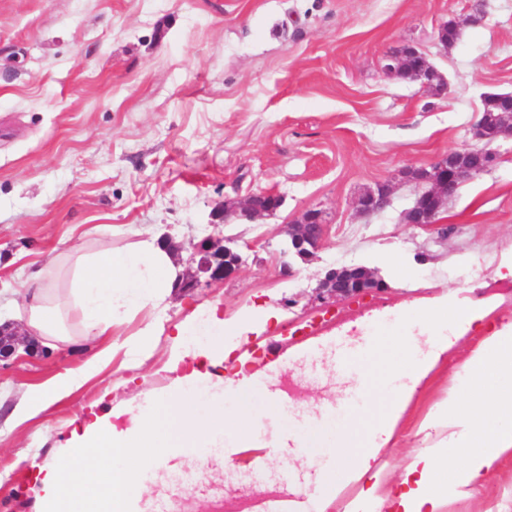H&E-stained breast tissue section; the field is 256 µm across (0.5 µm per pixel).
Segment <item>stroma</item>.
<instances>
[{"label":"stroma","instance_id":"stroma-1","mask_svg":"<svg viewBox=\"0 0 512 512\" xmlns=\"http://www.w3.org/2000/svg\"><path fill=\"white\" fill-rule=\"evenodd\" d=\"M454 24L455 46L439 29ZM411 46L446 77L440 96L386 76L387 56ZM512 92V0H0V322L22 327L20 283L32 266L56 261L50 286L66 323L81 330L67 303L74 256L100 240L123 248L136 230L156 227L190 254L224 235L241 258L230 279L173 289L140 372L125 366L123 343L149 321L56 349L33 343L0 362V512H40L33 482L54 465L83 411L166 390L169 338L199 306L224 319L255 306L280 309L281 322L250 334L247 350L269 363L318 340L274 388L294 406L276 416L253 398L262 440L304 423L325 436L349 407L380 409L348 389L343 369H361L381 387L383 362L351 356V337L387 332L394 309L441 293L464 303L493 298L489 323L472 328L433 371L398 424L395 448L377 463L398 476L424 449L419 428L461 374L489 326L512 322V281L495 273L512 249V140L497 163L461 184L449 202L453 224L404 221L413 187L402 169L476 146L484 95ZM394 187L381 214L360 216L359 194ZM268 191L282 206L270 216L225 221V200ZM321 210L328 234L308 262L288 251L284 225ZM364 266L381 286L331 297L316 286L328 269ZM102 372L46 415L15 424L28 387L48 384L102 350ZM329 398L333 411L318 404ZM330 448L300 459L271 449L218 448L199 468L168 454L146 474L154 505L175 512H267L313 470H331ZM444 512H512V452L493 465L473 495Z\"/></svg>","mask_w":512,"mask_h":512}]
</instances>
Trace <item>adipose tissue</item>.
I'll use <instances>...</instances> for the list:
<instances>
[{"mask_svg":"<svg viewBox=\"0 0 512 512\" xmlns=\"http://www.w3.org/2000/svg\"><path fill=\"white\" fill-rule=\"evenodd\" d=\"M72 290L82 316L85 337L121 327L146 308H158L181 272L167 243L156 236L128 248L100 243L74 263ZM48 270L31 272L22 283L25 324L29 336L53 345H69L70 333L48 304ZM496 310L489 301L461 306L441 295L422 309L405 305L395 312L396 333L366 337L363 351L384 359L388 401L377 424L362 416L350 418L334 437L339 466L324 480V494L295 488L292 512H328L342 486L359 491L345 512H443L450 496H465L482 485L493 463L512 451V323L495 328L472 350L447 397L426 418L425 450L414 455L396 481H388L374 461L392 444L396 428L416 390L470 329ZM277 313L258 308L224 320L215 309L198 308L179 325L172 339L168 365L176 374L170 399L138 407L118 406L72 430L61 445L60 459L42 469L39 482L43 512H125L143 499L148 488L142 472L167 448L185 449L184 467H197L198 448L216 447L220 437L237 446L251 445V400L263 381L287 371L298 350L258 369L243 344ZM108 352L68 370L49 385L28 389L13 410L17 423L43 415L52 405L100 374ZM224 374L212 377L211 367ZM239 399L235 412L224 398ZM460 457L452 474L444 468Z\"/></svg>","mask_w":512,"mask_h":512,"instance_id":"adipose-tissue-1","label":"adipose tissue"}]
</instances>
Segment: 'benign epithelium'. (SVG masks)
I'll list each match as a JSON object with an SVG mask.
<instances>
[{
  "instance_id": "benign-epithelium-1",
  "label": "benign epithelium",
  "mask_w": 512,
  "mask_h": 512,
  "mask_svg": "<svg viewBox=\"0 0 512 512\" xmlns=\"http://www.w3.org/2000/svg\"><path fill=\"white\" fill-rule=\"evenodd\" d=\"M389 76H408L421 87L440 93L447 88L445 76L424 58H419L415 48H406L390 55L383 65ZM486 110L474 128V137L483 142L477 149L453 150L427 166L409 167L401 176L415 186L412 206L405 211V223L413 225L449 224L445 215L454 188L470 180L498 160L493 145L503 139H512V93L490 94L484 97ZM391 184L379 182L366 190L356 202V211L365 216L377 215L390 205ZM253 195L243 202L224 201V222L244 216L254 219L272 213L281 205L277 195L263 206L256 203ZM327 225L323 224L320 211L310 209L299 219L287 225L285 233L294 252L309 258L322 246ZM239 256L224 245V237L208 236L194 249L185 262L179 285L196 288L201 283L211 284L232 276L239 267ZM375 272L365 267H341L329 270L319 281L317 290L332 297L363 295L377 287ZM21 332L8 326H0V359L12 356Z\"/></svg>"
}]
</instances>
